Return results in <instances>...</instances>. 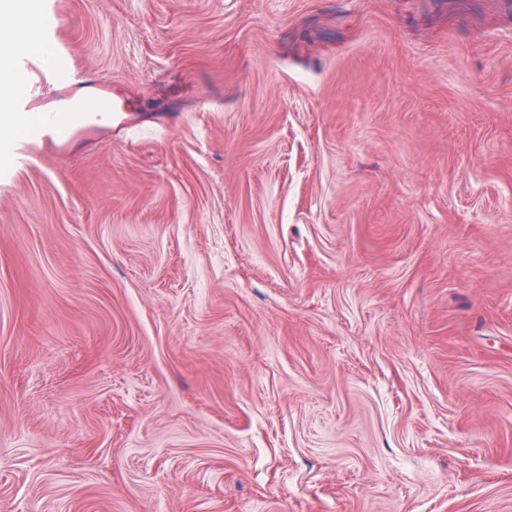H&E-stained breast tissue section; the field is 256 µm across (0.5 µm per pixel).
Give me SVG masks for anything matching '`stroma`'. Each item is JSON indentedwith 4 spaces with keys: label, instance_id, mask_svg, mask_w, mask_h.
Returning a JSON list of instances; mask_svg holds the SVG:
<instances>
[{
    "label": "stroma",
    "instance_id": "stroma-1",
    "mask_svg": "<svg viewBox=\"0 0 512 512\" xmlns=\"http://www.w3.org/2000/svg\"><path fill=\"white\" fill-rule=\"evenodd\" d=\"M34 2L0 512H512V0ZM43 58L46 66L41 73L44 83L55 86L53 93L20 97L14 102L20 113L33 114L23 139L13 149L20 162L44 154L65 156L74 140L105 129L100 124L99 106L111 98L112 84L65 66L51 43Z\"/></svg>",
    "mask_w": 512,
    "mask_h": 512
}]
</instances>
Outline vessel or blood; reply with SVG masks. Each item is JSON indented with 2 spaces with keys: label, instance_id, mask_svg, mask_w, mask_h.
<instances>
[{
  "label": "vessel or blood",
  "instance_id": "vessel-or-blood-1",
  "mask_svg": "<svg viewBox=\"0 0 512 512\" xmlns=\"http://www.w3.org/2000/svg\"><path fill=\"white\" fill-rule=\"evenodd\" d=\"M43 80L52 94H38L15 100L20 113L32 114V122L16 153L19 161L52 154L67 155L74 140L99 131V106L112 96V85L102 78H90L61 61L55 47H47Z\"/></svg>",
  "mask_w": 512,
  "mask_h": 512
}]
</instances>
